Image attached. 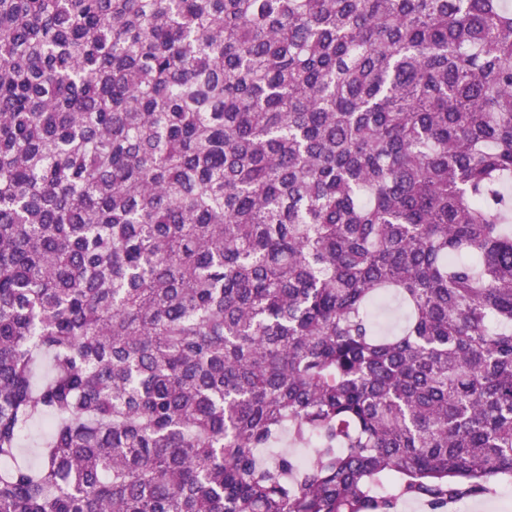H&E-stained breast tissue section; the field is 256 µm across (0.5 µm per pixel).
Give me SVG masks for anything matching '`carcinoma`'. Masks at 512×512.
<instances>
[{
	"instance_id": "carcinoma-1",
	"label": "carcinoma",
	"mask_w": 512,
	"mask_h": 512,
	"mask_svg": "<svg viewBox=\"0 0 512 512\" xmlns=\"http://www.w3.org/2000/svg\"><path fill=\"white\" fill-rule=\"evenodd\" d=\"M503 477L512 8L0 0V512H445Z\"/></svg>"
}]
</instances>
